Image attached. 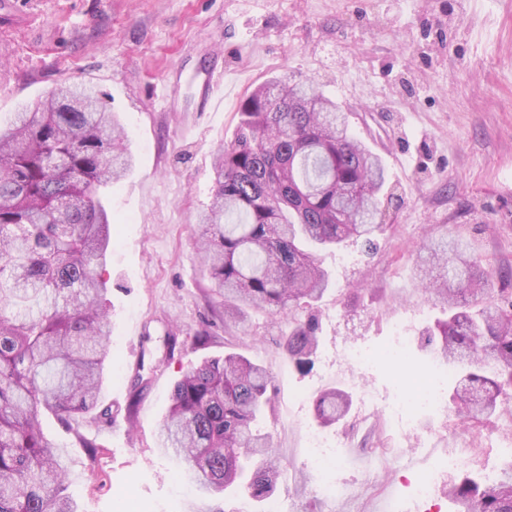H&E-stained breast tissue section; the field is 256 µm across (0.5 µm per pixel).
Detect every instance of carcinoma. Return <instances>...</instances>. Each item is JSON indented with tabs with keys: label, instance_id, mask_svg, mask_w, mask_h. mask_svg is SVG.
<instances>
[{
	"label": "carcinoma",
	"instance_id": "cac0c4a2",
	"mask_svg": "<svg viewBox=\"0 0 512 512\" xmlns=\"http://www.w3.org/2000/svg\"><path fill=\"white\" fill-rule=\"evenodd\" d=\"M131 165L124 129L93 86L64 83L0 123V512H79L42 416L73 432L91 463L103 451L73 423L89 413L110 418L99 390L111 340L101 274L111 222L99 191ZM213 169L196 246L224 321L248 308L288 319V358L308 373L318 350L314 304L329 284L318 251L354 238L373 244L385 166L336 102L274 81L242 101L236 135ZM423 253L428 300L448 312L425 330V345L455 372V412L488 418L512 389V292L484 302L489 274L459 246L432 241ZM271 384L263 365L239 353L187 367L158 448L189 463L202 493L267 499L281 475L259 426ZM351 408L339 387L313 401L323 426ZM448 499L454 512H512V460L493 481L478 472L455 478Z\"/></svg>",
	"mask_w": 512,
	"mask_h": 512
}]
</instances>
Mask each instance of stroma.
<instances>
[{"instance_id":"1","label":"stroma","mask_w":512,"mask_h":512,"mask_svg":"<svg viewBox=\"0 0 512 512\" xmlns=\"http://www.w3.org/2000/svg\"><path fill=\"white\" fill-rule=\"evenodd\" d=\"M0 119L62 83L108 96L134 165L104 191L112 222L105 296L111 357L100 394L112 410L85 426L104 448L85 451L53 416L43 431L63 453L80 512H265L262 502L212 497L188 483V465L156 442L173 385L187 366L237 351L273 377L271 434L284 470L275 492L288 512H385L400 485L401 451L388 420L352 408L330 426L349 458L357 495L327 498L305 446L317 428L313 398L339 385L328 364L350 343L386 344L393 321L413 336L441 318L415 263L431 239L462 240L496 289H512V0H0ZM224 71V99L201 109L209 67ZM312 83L347 112L352 133L387 170L374 248L349 240L321 252L332 279L318 302L315 366L300 373L285 352L287 320L261 310L225 323L193 242L212 201V160L239 124V106L277 77ZM208 331L197 346L193 336ZM177 338L174 351L163 339ZM147 386L132 402V382ZM495 415L462 430L454 412L425 420L418 438L466 449L467 470L498 465Z\"/></svg>"}]
</instances>
